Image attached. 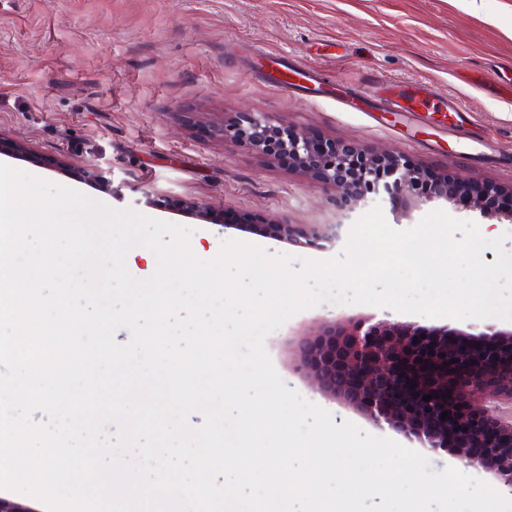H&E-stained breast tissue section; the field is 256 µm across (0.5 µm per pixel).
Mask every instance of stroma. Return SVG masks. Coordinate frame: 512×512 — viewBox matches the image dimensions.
I'll return each mask as SVG.
<instances>
[{
	"label": "stroma",
	"instance_id": "35a3bbf8",
	"mask_svg": "<svg viewBox=\"0 0 512 512\" xmlns=\"http://www.w3.org/2000/svg\"><path fill=\"white\" fill-rule=\"evenodd\" d=\"M314 71L332 97L275 84L283 68ZM428 85L432 112H387L398 86ZM357 98L360 111H343ZM461 116L448 113V103ZM242 112H261L326 140L409 159L427 176L512 188V0H0V136L23 156L0 164L76 189L115 210L192 229L193 250L223 241L272 254L326 260L329 250L292 246L265 224H334L335 190L317 178L216 135ZM125 181L124 200L101 192L91 169ZM208 205L223 224L189 217ZM461 201H381L394 229L442 209L479 228L510 233ZM383 318L370 305L322 304L271 333L265 348L288 388L329 411L357 412L312 395L288 366L296 330L331 315Z\"/></svg>",
	"mask_w": 512,
	"mask_h": 512
}]
</instances>
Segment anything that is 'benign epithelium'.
<instances>
[{
    "mask_svg": "<svg viewBox=\"0 0 512 512\" xmlns=\"http://www.w3.org/2000/svg\"><path fill=\"white\" fill-rule=\"evenodd\" d=\"M217 134L273 159L285 157L294 169L339 189L336 204L344 210L422 188L420 171L398 155L330 143L265 114H243ZM457 188L439 177L424 198L453 201ZM489 193L487 188L472 192L468 208L486 215ZM341 230L340 224L265 226V233L280 241L318 249L335 242ZM294 367L313 394L357 411L374 428L387 427L422 448L449 452L512 493V421L488 406L512 400V329L426 328L338 315L301 335ZM447 392L450 396L443 397ZM426 394L434 399L424 401Z\"/></svg>",
    "mask_w": 512,
    "mask_h": 512,
    "instance_id": "benign-epithelium-1",
    "label": "benign epithelium"
}]
</instances>
